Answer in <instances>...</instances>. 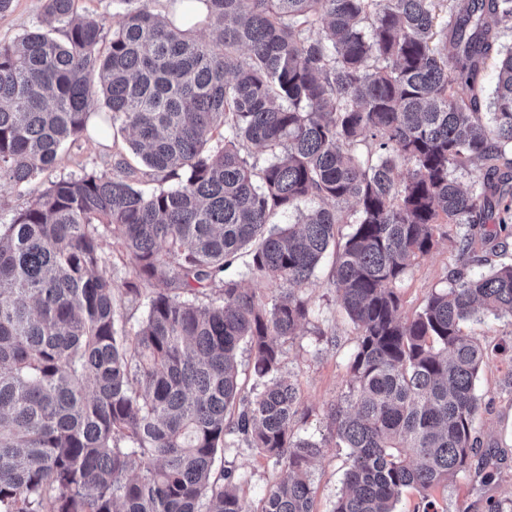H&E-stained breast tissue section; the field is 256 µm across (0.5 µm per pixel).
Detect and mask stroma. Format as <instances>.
Wrapping results in <instances>:
<instances>
[{
    "instance_id": "35a3bbf8",
    "label": "stroma",
    "mask_w": 512,
    "mask_h": 512,
    "mask_svg": "<svg viewBox=\"0 0 512 512\" xmlns=\"http://www.w3.org/2000/svg\"><path fill=\"white\" fill-rule=\"evenodd\" d=\"M45 0H13L11 9L0 14V43L10 44L26 32L38 28ZM156 13L175 18L181 28L205 40L210 32L201 22L196 0H151ZM131 135L113 125L105 105H98L88 130L79 141L68 145L54 169L42 174L32 187L0 182V220L9 221L24 206L31 190L48 182L87 173L111 174L119 156H130ZM463 226L440 225L437 243L431 252L415 260L399 285L402 318L412 317L424 305L431 291L447 287L450 272L462 259L456 242ZM331 260H324L302 295L313 308L309 324L299 336L283 345L281 371L298 388L302 413L295 430L303 437L321 438L329 426L328 412L347 392L351 373L348 363L355 350V333L330 280ZM465 332L486 349L477 381L482 405L476 419L481 447L466 473L447 487L436 489L432 498L437 512H488L500 503L503 512H512V316L488 317L468 322ZM346 451L325 449L311 469L315 512H331L342 488ZM217 467L240 474V492L247 512H257L276 477L271 461L253 448L225 449Z\"/></svg>"
}]
</instances>
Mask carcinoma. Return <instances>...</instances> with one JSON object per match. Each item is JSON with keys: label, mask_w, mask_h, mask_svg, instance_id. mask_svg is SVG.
Segmentation results:
<instances>
[{"label": "carcinoma", "mask_w": 512, "mask_h": 512, "mask_svg": "<svg viewBox=\"0 0 512 512\" xmlns=\"http://www.w3.org/2000/svg\"><path fill=\"white\" fill-rule=\"evenodd\" d=\"M121 2L104 55L77 0H45L62 37L0 44V180L53 169L100 99L145 167L52 181L0 224V512H245L238 477L214 469L241 442L277 469L261 512H314L309 468L330 442L348 449L332 512H396L408 488L433 512L478 451L485 351L461 325L512 313V262L454 272L411 319L397 285L440 225L468 226L458 250L477 263L512 227V47L497 35L512 0H204L206 42ZM492 58L489 101L459 96ZM472 165L464 190L453 173ZM138 174L179 182L145 194ZM313 198L333 206L270 223ZM332 247L356 349L316 440L295 435L298 389L279 372L312 313L294 288ZM244 249L286 292L241 287Z\"/></svg>", "instance_id": "1"}]
</instances>
